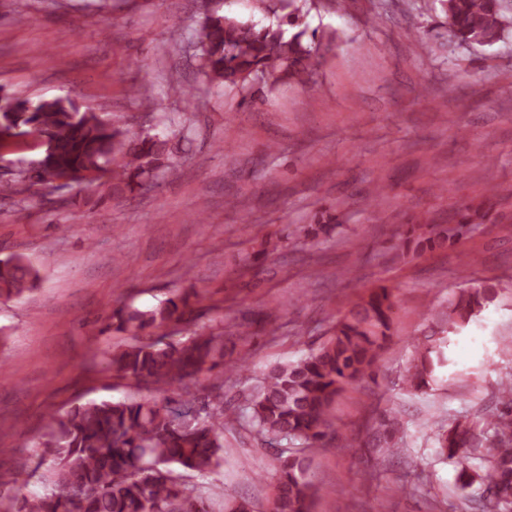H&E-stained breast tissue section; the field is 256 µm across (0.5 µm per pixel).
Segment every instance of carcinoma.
Listing matches in <instances>:
<instances>
[{"mask_svg": "<svg viewBox=\"0 0 512 512\" xmlns=\"http://www.w3.org/2000/svg\"><path fill=\"white\" fill-rule=\"evenodd\" d=\"M448 32L460 43L492 45L504 26L503 0H439ZM288 10L284 23L259 28L232 15H208L200 24L198 67L205 78L251 95L256 81L268 87L310 83L335 35L308 32L298 0H279ZM0 128L25 134L39 148L35 167L0 180V198L25 196L33 187L48 194L66 186L96 187L99 199L140 194L147 180L174 167L168 140L146 135L128 139L123 130L70 99H0ZM463 216L456 224H407L398 249L420 255L453 246L470 230ZM39 272L24 255L0 259V298H21L35 290ZM499 285L472 284L435 312L436 334L468 323L491 302ZM204 297L195 289L178 292L149 311L124 305L102 329L136 338L112 349L114 376L153 390L149 397L101 400L47 414L41 446L52 458V490L11 506V512H256L248 501L228 500L220 487L207 491L189 485L186 473L205 474L222 466L224 429L246 419L251 431L270 445L286 439L302 446L277 455L274 492L263 512H311L315 495L312 459L307 448H326L335 429L329 410L343 388L355 381H376L377 362L392 335L394 294L381 285L340 314L329 338L302 358L272 368L251 395L244 415L213 403L197 388L198 376L214 370L239 374L248 361L224 363V336L198 334L182 343L139 337L170 325L187 324L201 314ZM447 363L444 343L431 338L416 345L413 370L406 379L412 393H424ZM499 407L484 413L480 425L467 417L439 429L438 453L458 467L461 488L480 486L475 512H512V381L497 388ZM394 412L378 419L374 440L383 451L400 431ZM473 459L480 464L472 465Z\"/></svg>", "mask_w": 512, "mask_h": 512, "instance_id": "obj_1", "label": "carcinoma"}]
</instances>
